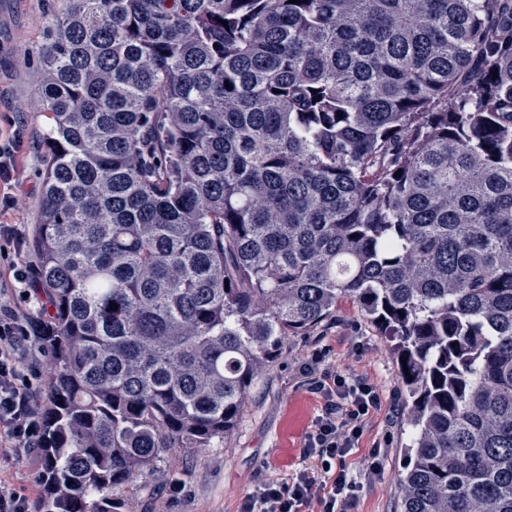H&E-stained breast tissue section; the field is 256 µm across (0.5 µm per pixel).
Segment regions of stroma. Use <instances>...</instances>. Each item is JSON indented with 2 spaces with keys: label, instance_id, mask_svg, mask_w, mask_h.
Segmentation results:
<instances>
[{
  "label": "stroma",
  "instance_id": "35a3bbf8",
  "mask_svg": "<svg viewBox=\"0 0 512 512\" xmlns=\"http://www.w3.org/2000/svg\"><path fill=\"white\" fill-rule=\"evenodd\" d=\"M62 6L63 0H0V114L17 112L23 118V181L15 192L10 221L21 225L28 239L43 194L51 126L37 102L36 53L46 40L52 13ZM316 351L325 353L342 374L367 376L379 385L382 409L371 420L361 446L385 445L386 455L381 472L365 484L353 512H397L398 477L407 463L405 396L390 339L347 298L316 327L284 339L277 357L253 382L226 438L207 448L175 450L154 472L134 481L125 493L126 512H239L244 497L257 485L288 480L304 469V439L323 400L300 382L297 365ZM173 482L184 487L176 497L167 492Z\"/></svg>",
  "mask_w": 512,
  "mask_h": 512
}]
</instances>
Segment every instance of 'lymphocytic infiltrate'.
I'll return each instance as SVG.
<instances>
[{
    "label": "lymphocytic infiltrate",
    "mask_w": 512,
    "mask_h": 512,
    "mask_svg": "<svg viewBox=\"0 0 512 512\" xmlns=\"http://www.w3.org/2000/svg\"><path fill=\"white\" fill-rule=\"evenodd\" d=\"M17 124L12 116L0 128V213L15 206L21 149ZM23 243L18 225L0 224V468L22 461L40 445L39 393L32 387V366L23 351L31 335L45 333L46 328L13 304L15 296L38 288ZM299 373L327 400L304 448L305 458L315 467L288 482L262 483L245 497L240 512H350L364 480L381 470L385 451L380 447L369 450L361 471H351L346 464L381 407L377 385L367 377L347 381L318 356L302 362Z\"/></svg>",
    "instance_id": "lymphocytic-infiltrate-1"
}]
</instances>
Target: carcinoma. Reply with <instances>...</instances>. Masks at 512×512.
I'll return each mask as SVG.
<instances>
[{"label":"carcinoma","instance_id":"carcinoma-1","mask_svg":"<svg viewBox=\"0 0 512 512\" xmlns=\"http://www.w3.org/2000/svg\"><path fill=\"white\" fill-rule=\"evenodd\" d=\"M37 71L39 512H122L342 298L408 367L399 512H512V0H64Z\"/></svg>","mask_w":512,"mask_h":512}]
</instances>
